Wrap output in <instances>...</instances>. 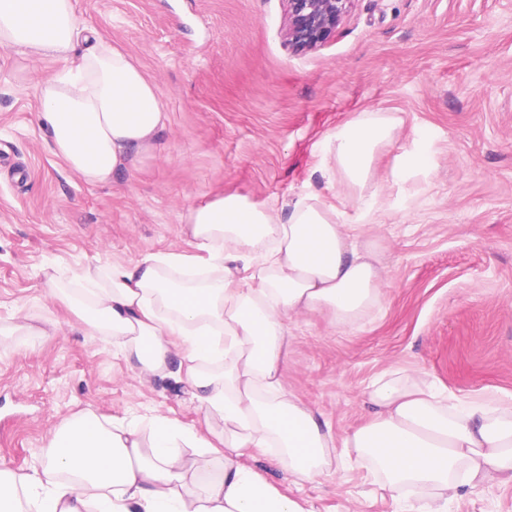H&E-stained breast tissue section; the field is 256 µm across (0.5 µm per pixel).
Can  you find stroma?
<instances>
[{"label": "stroma", "instance_id": "35a3bbf8", "mask_svg": "<svg viewBox=\"0 0 512 512\" xmlns=\"http://www.w3.org/2000/svg\"><path fill=\"white\" fill-rule=\"evenodd\" d=\"M83 23L121 45L156 87L169 123L156 150L106 185L49 145L39 83L63 61L0 47V469L41 468L45 440L74 416L202 426L184 384L145 381L118 345L50 288L97 263L195 257L183 216L235 194L260 206L323 190L325 136L356 112L405 123L378 174L390 203L370 233L386 301L355 326L292 317L285 388L331 423L356 425L373 381L410 369L450 397L512 401V0H351L336 33L295 54L286 0H77ZM430 173L393 182L418 144ZM54 335L32 345L43 315ZM253 468L307 512H408L367 467L292 484ZM447 512H512V483L464 488Z\"/></svg>", "mask_w": 512, "mask_h": 512}]
</instances>
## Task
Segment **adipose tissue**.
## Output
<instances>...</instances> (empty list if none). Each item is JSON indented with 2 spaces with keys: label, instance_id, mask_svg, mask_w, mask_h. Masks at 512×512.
<instances>
[{
  "label": "adipose tissue",
  "instance_id": "adipose-tissue-1",
  "mask_svg": "<svg viewBox=\"0 0 512 512\" xmlns=\"http://www.w3.org/2000/svg\"><path fill=\"white\" fill-rule=\"evenodd\" d=\"M0 46L69 60L41 86L42 118L53 153L86 183L111 182L157 147L169 116L154 84L78 21L74 0H0ZM401 126L392 112H357L327 136L319 169L353 210L317 191L284 208L219 196L184 217L207 254L199 280L171 253L76 275L66 298L83 321L112 336L140 376L184 383L207 429L75 418L47 439L42 473L0 470V512H305L240 464L248 452L274 454L296 483L319 481L345 456L391 493L422 491L410 512H445L479 479L512 481L511 403L452 402L397 370L373 382L365 420L339 438L283 385L287 319L325 309L349 326L383 305L386 267L365 229L385 206L375 165ZM188 448L208 455V471ZM51 472L66 478L43 482Z\"/></svg>",
  "mask_w": 512,
  "mask_h": 512
}]
</instances>
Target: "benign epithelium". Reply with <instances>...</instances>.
<instances>
[{"mask_svg": "<svg viewBox=\"0 0 512 512\" xmlns=\"http://www.w3.org/2000/svg\"><path fill=\"white\" fill-rule=\"evenodd\" d=\"M288 23L284 32L294 52L317 49L332 34L348 10L351 0H286Z\"/></svg>", "mask_w": 512, "mask_h": 512, "instance_id": "7a95c632", "label": "benign epithelium"}]
</instances>
